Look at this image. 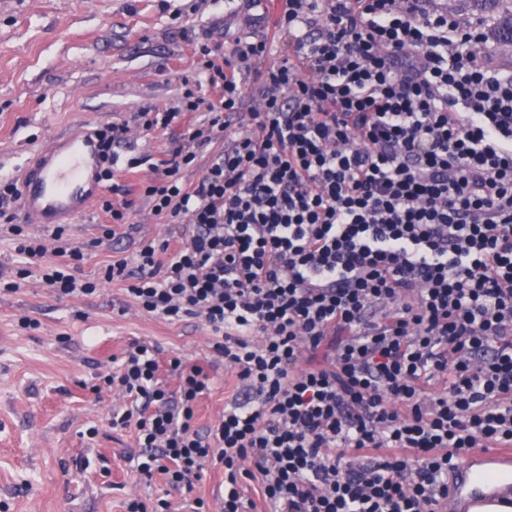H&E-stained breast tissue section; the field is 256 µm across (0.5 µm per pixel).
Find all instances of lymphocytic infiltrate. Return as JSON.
<instances>
[{"label":"lymphocytic infiltrate","instance_id":"1","mask_svg":"<svg viewBox=\"0 0 512 512\" xmlns=\"http://www.w3.org/2000/svg\"><path fill=\"white\" fill-rule=\"evenodd\" d=\"M270 27L227 49L184 30L193 89L134 115L147 129L204 115L144 187L184 242H141L106 272L148 314L202 319L250 397L199 430L204 368L136 342L105 379L131 399L113 422L134 428L144 478L189 491L222 468V512H257L247 480L269 512H440L459 460L512 447V70L483 52L487 22L440 0H284ZM243 111L251 128L233 131ZM128 130L94 133L113 195L144 163L119 153ZM20 199L1 177L23 279L45 248L15 224ZM62 235L43 281L93 294ZM223 148L224 142L222 140L214 141L209 145L206 150L198 155V158L193 165L181 169L179 176L181 177L182 182L188 185L195 183L209 164L212 156L222 151Z\"/></svg>","mask_w":512,"mask_h":512}]
</instances>
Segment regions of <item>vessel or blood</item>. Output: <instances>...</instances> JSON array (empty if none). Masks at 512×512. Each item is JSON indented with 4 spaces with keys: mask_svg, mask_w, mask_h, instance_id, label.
<instances>
[{
    "mask_svg": "<svg viewBox=\"0 0 512 512\" xmlns=\"http://www.w3.org/2000/svg\"><path fill=\"white\" fill-rule=\"evenodd\" d=\"M36 169L21 181L22 217L45 228L83 211L100 190L94 180L96 147L85 131L52 138L42 149ZM512 494V447L487 448L469 454L448 482V509L474 504L489 494Z\"/></svg>",
    "mask_w": 512,
    "mask_h": 512,
    "instance_id": "1",
    "label": "vessel or blood"
}]
</instances>
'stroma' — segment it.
I'll return each mask as SVG.
<instances>
[{"mask_svg": "<svg viewBox=\"0 0 512 512\" xmlns=\"http://www.w3.org/2000/svg\"><path fill=\"white\" fill-rule=\"evenodd\" d=\"M181 0H0V174L23 177V164L48 138L79 126L130 119L144 106L177 105L197 72L194 46L181 31L195 29L226 41L270 36L251 0L205 8L173 19ZM184 114L168 128L132 127L124 152L144 158L122 173L131 191L132 230L105 239L109 216L100 201L65 225L83 259L77 278L94 283L88 296L57 299L39 274L14 292H0V512H125L133 497L168 499L173 512H191L194 498L219 508L224 474L207 466L192 492L168 487L161 475L145 479L130 460L139 452L133 429L112 424L128 399L119 390L94 396L100 376L116 371L133 343L156 344L161 359L201 365L209 388L198 404L207 429L233 397H246L213 349L200 320L172 323L144 313L124 283L106 279L112 262L132 259L142 239L182 241L178 225L154 215L139 184L155 176L174 141L198 124ZM36 321L22 328L20 318ZM97 427L96 437L85 431Z\"/></svg>", "mask_w": 512, "mask_h": 512, "instance_id": "stroma-1", "label": "stroma"}]
</instances>
